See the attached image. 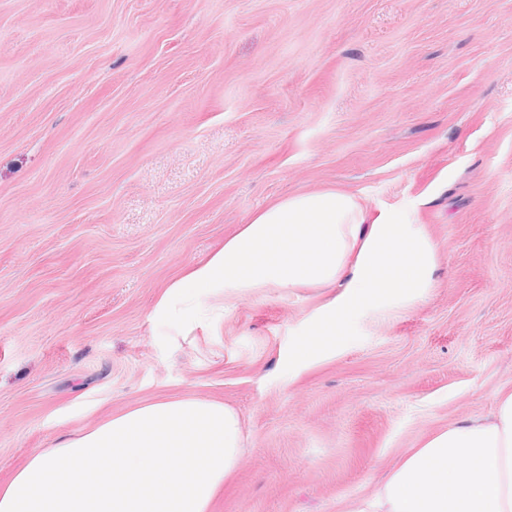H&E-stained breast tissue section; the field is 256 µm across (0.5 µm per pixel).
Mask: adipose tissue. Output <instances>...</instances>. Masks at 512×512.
Masks as SVG:
<instances>
[{
	"mask_svg": "<svg viewBox=\"0 0 512 512\" xmlns=\"http://www.w3.org/2000/svg\"><path fill=\"white\" fill-rule=\"evenodd\" d=\"M437 268L435 242L407 214L368 212L343 191L292 194L174 279L156 320L186 336L221 321L225 300L323 290L293 346L309 368L347 343L352 314L422 300ZM242 434L239 414L218 401L143 403L34 453L0 488V512H210L239 466ZM352 512H512V389L412 449Z\"/></svg>",
	"mask_w": 512,
	"mask_h": 512,
	"instance_id": "adipose-tissue-1",
	"label": "adipose tissue"
}]
</instances>
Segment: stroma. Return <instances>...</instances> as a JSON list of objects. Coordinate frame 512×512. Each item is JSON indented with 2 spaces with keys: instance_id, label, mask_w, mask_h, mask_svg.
I'll use <instances>...</instances> for the list:
<instances>
[{
  "instance_id": "1",
  "label": "stroma",
  "mask_w": 512,
  "mask_h": 512,
  "mask_svg": "<svg viewBox=\"0 0 512 512\" xmlns=\"http://www.w3.org/2000/svg\"><path fill=\"white\" fill-rule=\"evenodd\" d=\"M410 214L438 281L290 358L314 292L165 335L167 285L293 193ZM512 389V0H0V487L148 401H221L211 512H347Z\"/></svg>"
}]
</instances>
